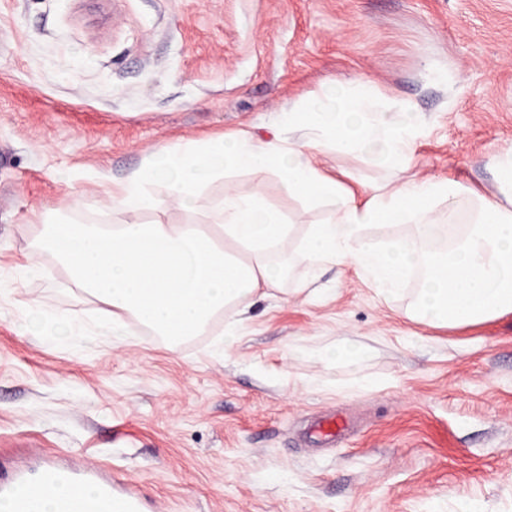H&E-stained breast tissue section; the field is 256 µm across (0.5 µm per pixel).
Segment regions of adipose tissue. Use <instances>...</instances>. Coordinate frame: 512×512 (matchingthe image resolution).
Masks as SVG:
<instances>
[{
	"label": "adipose tissue",
	"instance_id": "obj_1",
	"mask_svg": "<svg viewBox=\"0 0 512 512\" xmlns=\"http://www.w3.org/2000/svg\"><path fill=\"white\" fill-rule=\"evenodd\" d=\"M357 83V89L309 101L304 111L280 113L282 126L307 128L310 138L264 140L240 133L229 141L163 147L108 193L112 206L159 210L161 200L144 186L164 172L171 195L190 209L214 173L269 170L306 200L336 205L301 238H294L293 224L265 203L261 191L244 197L229 185L218 223L104 228L49 220L35 256H51L75 285L111 306V335H124L130 316L173 347L204 332L219 314L226 318L224 345L232 347L233 316L260 289L277 287L293 239L309 266L353 268L385 297L402 290L411 269L424 268L408 316L431 326L459 328L512 314V149L493 160L494 194L478 196L475 209L462 213L461 182L408 176L422 133L418 113L401 101L382 106L368 78ZM321 153L373 156L389 178L381 185L346 184L319 166ZM411 221L419 225L417 234H393V226ZM371 226L377 235L368 234ZM91 496L87 488L61 482L32 493L31 512H57L61 499L72 512H83Z\"/></svg>",
	"mask_w": 512,
	"mask_h": 512
}]
</instances>
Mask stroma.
Instances as JSON below:
<instances>
[{
    "label": "stroma",
    "mask_w": 512,
    "mask_h": 512,
    "mask_svg": "<svg viewBox=\"0 0 512 512\" xmlns=\"http://www.w3.org/2000/svg\"><path fill=\"white\" fill-rule=\"evenodd\" d=\"M366 76L428 133L411 178L491 195L512 147V0H0V470L45 458L111 475L143 512H512V314L462 328L406 318L414 287L380 296L352 269L291 258L270 296L168 343L43 257V223L211 222L225 184L261 190L292 224L320 223L271 171L209 178L195 212L109 207L159 148L241 131ZM333 175L385 170L329 154ZM79 320L48 336L42 320ZM362 346L358 366L327 359ZM339 416L330 445L313 430Z\"/></svg>",
    "instance_id": "stroma-1"
}]
</instances>
